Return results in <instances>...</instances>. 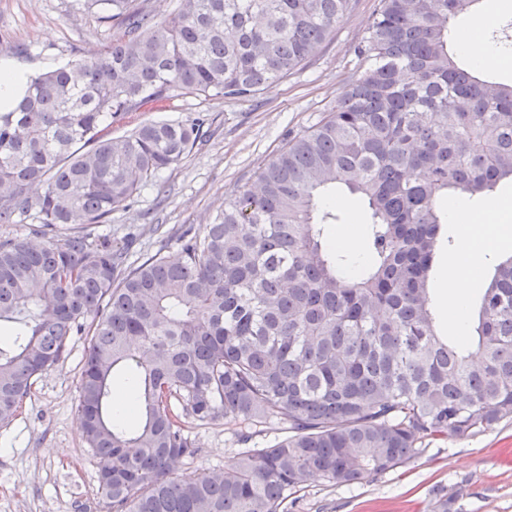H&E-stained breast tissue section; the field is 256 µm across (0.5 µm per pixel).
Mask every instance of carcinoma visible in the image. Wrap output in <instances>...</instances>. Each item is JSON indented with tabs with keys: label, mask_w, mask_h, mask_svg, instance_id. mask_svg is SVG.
Segmentation results:
<instances>
[{
	"label": "carcinoma",
	"mask_w": 512,
	"mask_h": 512,
	"mask_svg": "<svg viewBox=\"0 0 512 512\" xmlns=\"http://www.w3.org/2000/svg\"><path fill=\"white\" fill-rule=\"evenodd\" d=\"M362 72L290 139L213 223L132 267L133 241L92 239L211 121L112 124L174 96L251 100L305 65L356 0H177L156 20L134 0H83L112 38L30 78L0 112V424L35 378L85 339L79 413L107 512H285L313 474L345 486L394 470L425 439L467 438L512 419V254L494 266L462 342L437 328L429 284L448 195L512 182V82L448 50L480 0H378ZM342 185L368 211L370 262L324 243ZM136 378L138 426L111 421L112 379ZM288 436L218 472L173 477L199 449L180 416ZM435 495L431 512H455Z\"/></svg>",
	"instance_id": "1"
}]
</instances>
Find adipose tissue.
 Masks as SVG:
<instances>
[{
    "instance_id": "1",
    "label": "adipose tissue",
    "mask_w": 512,
    "mask_h": 512,
    "mask_svg": "<svg viewBox=\"0 0 512 512\" xmlns=\"http://www.w3.org/2000/svg\"><path fill=\"white\" fill-rule=\"evenodd\" d=\"M493 22L492 15L478 16L471 24L470 34L459 41L458 47L475 65L503 64L505 58L493 50L482 31ZM507 206L494 201L480 210L471 209L461 198L449 200L446 213L449 223L462 225L464 233L460 246L448 263L445 273L447 292L440 299L446 324L453 337L468 332L465 304L470 282L479 274L484 255L481 247L495 237L494 226L503 217Z\"/></svg>"
}]
</instances>
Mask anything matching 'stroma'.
I'll list each match as a JSON object with an SVG mask.
<instances>
[{
    "mask_svg": "<svg viewBox=\"0 0 512 512\" xmlns=\"http://www.w3.org/2000/svg\"><path fill=\"white\" fill-rule=\"evenodd\" d=\"M378 0H357L319 52L253 101L221 96H176L152 121L209 115L212 134L178 164L161 171L96 236L120 245L133 240L130 261L154 253L161 225L169 248L183 226L211 223L224 200L249 183L294 135L319 122L360 73L356 48ZM112 35L96 10L78 0H0V59L40 74L73 55H96ZM84 342L34 383L17 416L0 425V512H97L98 466L82 435L78 404ZM234 423L187 428L198 455L181 461L175 476L219 470L243 446ZM455 494L457 512H512V419L466 439L424 440L402 467L370 476L351 488L313 477L288 496V512H428L437 491Z\"/></svg>",
    "mask_w": 512,
    "mask_h": 512,
    "instance_id": "1",
    "label": "stroma"
}]
</instances>
